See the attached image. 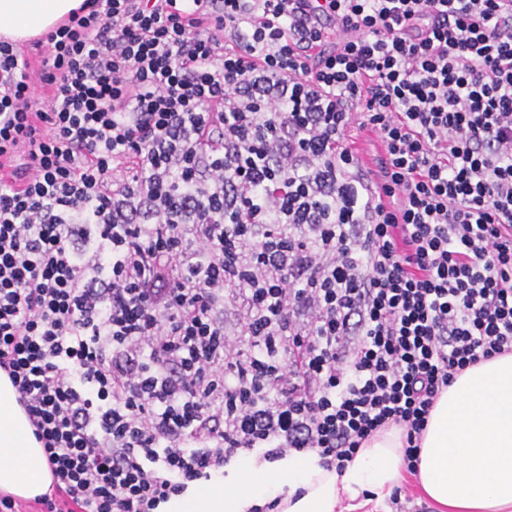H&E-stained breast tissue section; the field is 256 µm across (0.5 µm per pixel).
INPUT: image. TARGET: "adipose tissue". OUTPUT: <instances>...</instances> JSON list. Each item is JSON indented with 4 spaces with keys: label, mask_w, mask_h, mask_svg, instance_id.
<instances>
[{
    "label": "adipose tissue",
    "mask_w": 512,
    "mask_h": 512,
    "mask_svg": "<svg viewBox=\"0 0 512 512\" xmlns=\"http://www.w3.org/2000/svg\"><path fill=\"white\" fill-rule=\"evenodd\" d=\"M82 0H0V37L25 41L51 30ZM401 432L376 433L343 472L314 455L265 468L245 464L232 491L198 486L170 500L166 512H246L256 499L282 496L279 512H337L343 497L370 491L383 500L403 476ZM418 479L448 512H512V354L466 369L443 390L423 433ZM52 481L43 448L0 374V491L21 499Z\"/></svg>",
    "instance_id": "obj_1"
}]
</instances>
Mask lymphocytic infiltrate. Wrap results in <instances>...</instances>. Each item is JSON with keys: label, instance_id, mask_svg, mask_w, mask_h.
Returning <instances> with one entry per match:
<instances>
[{"label": "lymphocytic infiltrate", "instance_id": "obj_1", "mask_svg": "<svg viewBox=\"0 0 512 512\" xmlns=\"http://www.w3.org/2000/svg\"><path fill=\"white\" fill-rule=\"evenodd\" d=\"M35 45L0 40V372L36 504L163 512L393 425L415 472L512 353V0H83Z\"/></svg>", "mask_w": 512, "mask_h": 512}]
</instances>
